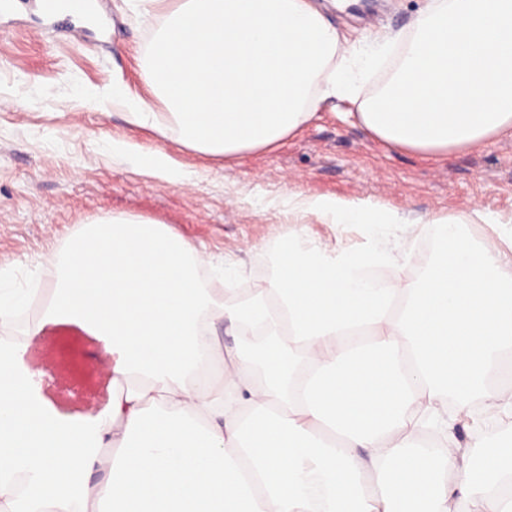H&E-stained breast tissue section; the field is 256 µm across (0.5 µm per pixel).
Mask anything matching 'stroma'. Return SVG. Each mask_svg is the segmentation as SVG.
I'll return each instance as SVG.
<instances>
[{
  "label": "stroma",
  "mask_w": 512,
  "mask_h": 512,
  "mask_svg": "<svg viewBox=\"0 0 512 512\" xmlns=\"http://www.w3.org/2000/svg\"><path fill=\"white\" fill-rule=\"evenodd\" d=\"M348 43L409 31L425 0H361L343 9L318 0ZM104 30L71 34L74 16L48 20L16 6L0 15V268L23 285L54 287L50 251L95 217L139 216L166 224L211 256L238 262L237 286L252 287L274 271L275 241L288 227L279 199L291 191L368 199L403 214L415 244L411 268L432 260L418 222L479 208L512 218V139L425 158L375 138L362 125V105L384 84L386 57L350 99L319 112L273 150L233 161L186 147L178 128L160 135L130 124L120 105L87 103L84 89L121 81L151 98L142 52L161 23L125 0H100ZM141 151L165 150L193 172L175 184L113 158L103 139ZM24 364L43 373L42 393L59 412L97 414L112 396L101 343L74 326L47 328L23 348Z\"/></svg>",
  "instance_id": "35a3bbf8"
}]
</instances>
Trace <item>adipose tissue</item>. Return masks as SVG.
Returning a JSON list of instances; mask_svg holds the SVG:
<instances>
[{"instance_id":"adipose-tissue-1","label":"adipose tissue","mask_w":512,"mask_h":512,"mask_svg":"<svg viewBox=\"0 0 512 512\" xmlns=\"http://www.w3.org/2000/svg\"><path fill=\"white\" fill-rule=\"evenodd\" d=\"M164 22L144 76L183 143L225 159L276 146L321 103L353 96L388 52L355 46L313 0H128ZM109 93L157 127L151 100ZM377 138L422 154L512 137V0H426L387 84L359 114ZM113 156L175 183L164 151ZM294 221L275 272L236 304L230 281L168 226L100 219L70 236L40 321L96 336L121 390L103 415L64 418L37 396L17 349L0 346V512H512V436L478 450L470 429L512 416V228L482 210L424 222L435 258L410 278L398 213L289 193ZM356 225L363 247L328 248L305 220ZM468 224L494 228L474 241ZM391 268L380 285L361 272ZM0 268V327L37 299ZM240 336L224 358L214 326ZM261 329L254 345L248 334Z\"/></svg>"}]
</instances>
